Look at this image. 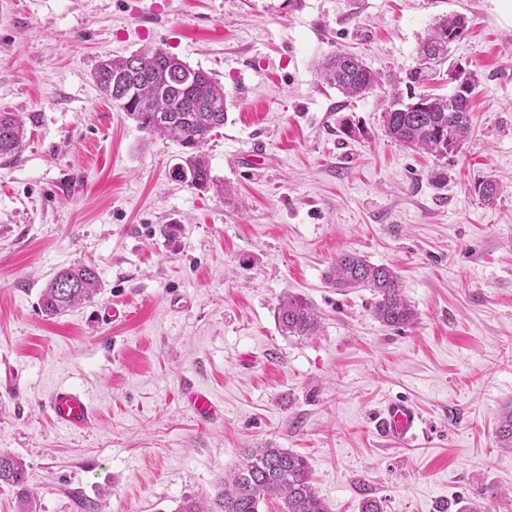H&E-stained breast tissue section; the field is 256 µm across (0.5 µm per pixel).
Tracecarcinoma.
<instances>
[{
  "label": "carcinoma",
  "instance_id": "1",
  "mask_svg": "<svg viewBox=\"0 0 512 512\" xmlns=\"http://www.w3.org/2000/svg\"><path fill=\"white\" fill-rule=\"evenodd\" d=\"M468 19L461 14L445 15L433 24L418 48L419 68L408 76L418 82L423 73L448 62L451 44L464 38ZM320 78L346 98L361 97L378 83L380 75L357 56L346 52L322 61ZM460 74L467 91L450 96L399 92L387 100L382 119L387 135L402 146L446 157L455 151L471 131V97L474 74L454 66L448 76ZM92 78L99 90L120 110L151 133L175 140L182 148L178 175L195 189L224 191L211 175L204 146L227 119L224 86L201 69H194L177 56L160 48L128 57L104 58L94 67ZM25 122L19 112H0V157H12L23 146ZM474 191L485 203H493L500 193L494 180H480ZM333 288H368L373 292V315L384 325L400 328L413 322L416 313L402 294L397 273L389 267L370 263L354 253H340L326 273ZM101 284L95 266L76 263L59 269L40 297L45 315L61 317L72 308L89 303ZM276 320L288 336H310L318 328V315L299 295L279 300ZM496 438L504 448L512 447V409L499 418ZM13 489L19 512H32L34 492L27 484V464L19 456L0 451V486ZM268 499L281 503L282 512H326L317 494L307 460L271 443L244 452L243 461L224 478L222 488L209 506L188 496L176 512H260Z\"/></svg>",
  "mask_w": 512,
  "mask_h": 512
}]
</instances>
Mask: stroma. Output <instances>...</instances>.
Masks as SVG:
<instances>
[{
	"label": "stroma",
	"instance_id": "1",
	"mask_svg": "<svg viewBox=\"0 0 512 512\" xmlns=\"http://www.w3.org/2000/svg\"><path fill=\"white\" fill-rule=\"evenodd\" d=\"M451 13L469 20L451 59L478 82L448 157L387 136V81L347 99L318 78L338 51L405 77ZM146 47L223 84L205 152L227 193L174 179L180 146L96 87L100 59ZM0 112L27 115L0 159V449L27 463L36 512H79L102 487L100 512H176L268 441L306 457L328 512L367 493L386 512H462L512 489L496 439L512 407V0H0ZM482 179L504 186L494 204ZM342 252L396 270L414 322L385 326L370 289L329 287ZM81 262L99 294L46 317L43 288ZM289 293L320 314L313 335L281 332ZM115 307L131 318L103 320ZM187 384L223 421L193 417ZM60 386L91 400L88 428L53 421ZM396 398L425 422L410 448L375 430Z\"/></svg>",
	"mask_w": 512,
	"mask_h": 512
}]
</instances>
